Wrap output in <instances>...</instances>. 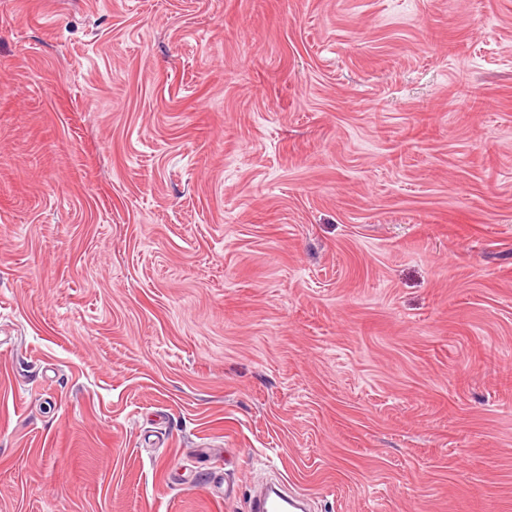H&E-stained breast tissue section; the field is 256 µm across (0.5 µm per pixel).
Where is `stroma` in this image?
<instances>
[{
	"label": "stroma",
	"mask_w": 512,
	"mask_h": 512,
	"mask_svg": "<svg viewBox=\"0 0 512 512\" xmlns=\"http://www.w3.org/2000/svg\"><path fill=\"white\" fill-rule=\"evenodd\" d=\"M0 512H512V0H0ZM307 500L300 496H289L279 483L266 485L256 490L250 498V512H305Z\"/></svg>",
	"instance_id": "1"
}]
</instances>
